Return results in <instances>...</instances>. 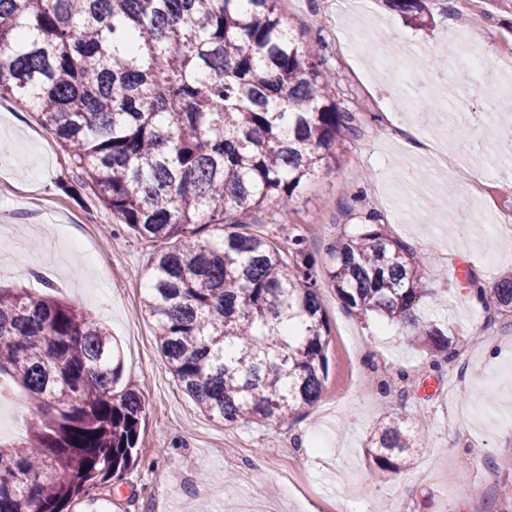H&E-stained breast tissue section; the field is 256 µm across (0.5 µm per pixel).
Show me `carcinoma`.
Segmentation results:
<instances>
[{
  "label": "carcinoma",
  "instance_id": "cac0c4a2",
  "mask_svg": "<svg viewBox=\"0 0 512 512\" xmlns=\"http://www.w3.org/2000/svg\"><path fill=\"white\" fill-rule=\"evenodd\" d=\"M279 3L0 0V98L36 115L118 223L164 244L144 313L181 389L229 424L293 418L321 395L323 282L346 311L401 320L453 357L448 336L414 316L434 292L384 225L336 237L320 274L295 229L284 249L242 231L270 202L288 209L357 132L319 46L291 34ZM210 224L231 230L204 239ZM480 296L487 312L511 309L512 277ZM121 368L118 344L86 312L0 287V375L39 411L23 446L0 444V512H69L136 464L146 399L113 389ZM422 445L420 427L385 416L367 443L374 478Z\"/></svg>",
  "mask_w": 512,
  "mask_h": 512
}]
</instances>
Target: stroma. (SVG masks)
<instances>
[{
	"label": "stroma",
	"mask_w": 512,
	"mask_h": 512,
	"mask_svg": "<svg viewBox=\"0 0 512 512\" xmlns=\"http://www.w3.org/2000/svg\"><path fill=\"white\" fill-rule=\"evenodd\" d=\"M422 19L384 0H281L293 32L317 43L341 106L357 109L359 132L336 148L281 213L268 203L248 230L274 243L294 226L323 268L326 247L357 234L366 215L410 245L436 298L415 310L447 334L452 360L398 320L347 313L320 288L330 327L328 373L318 402L293 419L229 425L205 416L173 378L141 310L153 243L118 224L76 185L68 154L11 99L0 100V251L16 266L0 284L44 295L28 262L67 255L50 270L54 293L104 323L121 349V385L146 396L139 462L102 492L98 506L74 512H512V310L498 333H472L483 316L470 291L512 272V244L493 228L512 211V156L500 153L485 91L486 71L512 55V0H425ZM478 60L463 68L460 51ZM440 107L414 141L435 142L439 168L398 142L388 122L413 124L410 103ZM482 138L473 156L448 157L459 135ZM465 266L464 278L455 270ZM388 393L367 388L376 364ZM36 408L0 379V441L24 445ZM420 425L423 449L410 468L373 481L366 439L383 416Z\"/></svg>",
	"instance_id": "35a3bbf8"
}]
</instances>
